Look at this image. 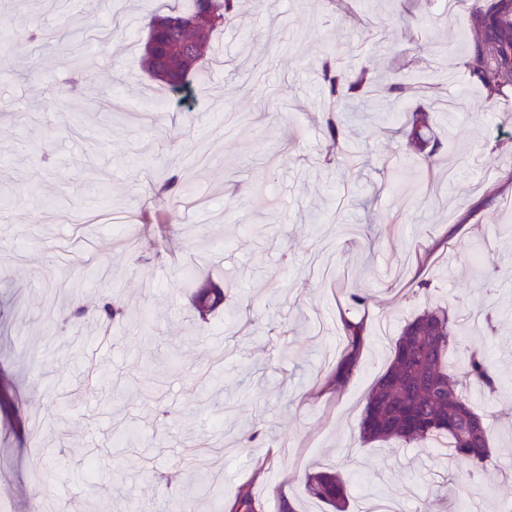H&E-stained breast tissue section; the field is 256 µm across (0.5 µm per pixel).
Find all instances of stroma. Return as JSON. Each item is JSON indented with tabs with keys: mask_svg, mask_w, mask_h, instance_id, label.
<instances>
[{
	"mask_svg": "<svg viewBox=\"0 0 512 512\" xmlns=\"http://www.w3.org/2000/svg\"><path fill=\"white\" fill-rule=\"evenodd\" d=\"M169 2L0 0V512H36L42 490L58 512H227L243 488L257 512H278L285 488L296 512H329L304 488L321 462L350 478L348 512L380 499L500 512L512 475L488 470L468 493L455 486L465 465L435 441L358 433L405 322L478 310L492 274L491 320L464 332L507 387L474 407L512 456V94L489 100L469 80L467 0L453 13L444 0H240L186 102L139 65ZM33 25L61 41L37 47ZM328 53L377 86L341 116L345 170L326 161ZM418 108L443 145L431 177L403 129ZM171 160L204 206L171 201L139 223ZM191 269L231 282L236 316L199 319ZM103 292L146 312L152 341L128 326L57 330ZM343 315L367 340L355 376L325 393ZM174 470L206 474L218 495L158 481Z\"/></svg>",
	"mask_w": 512,
	"mask_h": 512,
	"instance_id": "1",
	"label": "stroma"
}]
</instances>
